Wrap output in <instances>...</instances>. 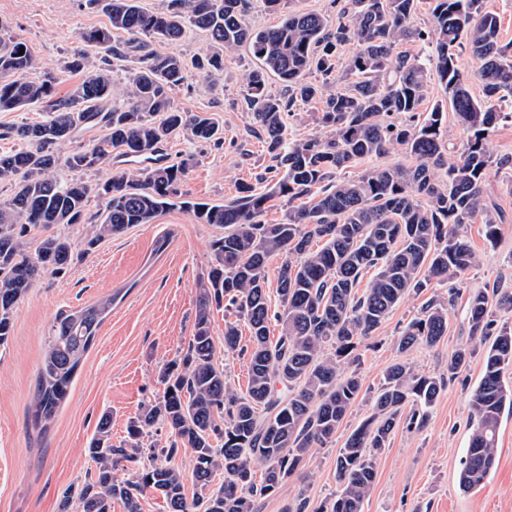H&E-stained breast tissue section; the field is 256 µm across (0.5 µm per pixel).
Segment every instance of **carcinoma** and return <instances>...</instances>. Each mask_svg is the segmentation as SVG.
Returning <instances> with one entry per match:
<instances>
[{
    "instance_id": "cac0c4a2",
    "label": "carcinoma",
    "mask_w": 512,
    "mask_h": 512,
    "mask_svg": "<svg viewBox=\"0 0 512 512\" xmlns=\"http://www.w3.org/2000/svg\"><path fill=\"white\" fill-rule=\"evenodd\" d=\"M108 16L110 27L80 33L104 50L96 61L77 50L65 66L82 74L68 92L58 77L30 74L38 63L27 43L0 39V111L39 107L47 120L23 123L4 135L20 147L0 153V182L14 185L0 202V346L11 336L12 314L41 271L61 270L73 260L71 242L57 235L41 240L36 258L27 254L26 226L80 224L91 192L106 201L101 220L90 226L88 247L137 225L165 209L186 206L201 224L224 229L210 244L212 262L196 298L194 333L187 349L160 373L162 395L112 442V415L99 418L87 448L94 464L77 491L63 492L58 512H112L119 500L126 512H141V499L160 495L168 512H259V502L301 475L311 450L325 445L362 391L349 370L362 341L410 294L434 278L447 280L478 264L467 239L470 219L484 214L486 236L497 234V215L485 203L484 179L494 164L490 137L498 121L512 119V46L500 39V17L483 0H434L430 23L415 24L417 0H349L333 23L315 12L288 10L273 27L256 28L248 0H165L160 10L140 0H87ZM206 33L210 49L192 66L208 85L222 79L224 55L242 47L260 65L246 75L241 106L250 114L275 173L266 191L244 188L229 203L181 200L188 163L156 162L117 171L93 185L53 176L59 156L53 147L72 140L82 126H100L105 136L65 159L73 171L96 169L112 156L149 158L159 144L182 130L200 142H218L222 132L206 118L174 106L184 85L187 62L178 53L147 50L140 37L180 43L186 27ZM116 31L131 39L112 40ZM421 42L423 55L410 57L399 45ZM352 44L342 63L338 55ZM463 51L479 61L482 96L475 98L458 67ZM132 58L122 106L112 104L114 84L107 58ZM271 77L288 97L268 91ZM441 87L467 139L458 157L446 156L447 113L437 102L420 115L432 85ZM318 101L321 133L288 139L292 109ZM398 145L410 163L375 165L356 178L339 172L386 155ZM281 197L298 204L283 222L264 224L268 203ZM285 255L277 279L278 304L267 292V263ZM370 286L358 293L363 275ZM116 296L61 310L50 325L33 398V418L46 426L69 395L74 376L95 343ZM448 300L432 299L411 320L397 342L403 355L417 344L433 346L448 335ZM225 308L244 320L249 344H241L237 322L224 324V350L249 359L246 393L227 386L216 359L210 325ZM469 335L492 340L484 372L470 399L472 434L459 473L460 488L481 485L496 465L498 427L512 385L502 380L512 364V327L489 319V294L468 297ZM282 329L270 339V324ZM473 350L448 359L453 378ZM444 385L401 361L387 370L374 412L347 438L336 458L337 492L313 502L299 488L284 512H363L375 467L405 409L408 426H423ZM157 424L169 428L168 444L144 450L143 439ZM193 454L190 475L173 464L180 450ZM135 463L133 479L117 481L113 470ZM264 471L256 476V466ZM224 474L217 484L215 477ZM195 492L187 496L186 483Z\"/></svg>"
}]
</instances>
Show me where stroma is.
Wrapping results in <instances>:
<instances>
[{
  "mask_svg": "<svg viewBox=\"0 0 512 512\" xmlns=\"http://www.w3.org/2000/svg\"><path fill=\"white\" fill-rule=\"evenodd\" d=\"M0 23L7 34L26 41L41 71L59 74L58 90L65 93L79 80L77 74L63 71L67 57L77 49L92 57L98 52L81 43L80 32L108 27L109 19L86 0H0ZM256 64L243 48L225 56L224 78L216 89L205 88L202 75L192 70L177 90L179 108L210 118L224 130V141L217 146L186 133L163 143L165 161H191L181 186L185 200L228 203L239 198L242 185L265 189L269 157L263 142L251 135L249 114L241 107L244 75ZM491 139L500 162L486 175L484 195L505 217L496 239H487L484 216L476 214L468 230L479 265L454 286L435 282L406 298L361 343V394L330 442L312 450L302 480H290L279 494L264 499L261 512H283L302 485L313 501L331 497L338 488V451L372 414L387 368L403 358L417 370L442 373L452 353L470 344L469 292L512 291V119L499 122ZM104 208V201L93 195L84 223L55 224L48 230L31 226L26 231L32 244L48 231L68 237L74 257L66 269L36 279L14 310L8 345L0 347V512H58L61 494L80 487L91 474L86 448L101 414L111 413L112 438L121 440L128 420L161 395V369L193 334L199 283L220 228L198 223L192 211L177 206L152 223L86 248L88 227ZM163 237L167 247L156 251ZM451 291L456 300L449 308L447 336L437 345L420 344L399 355L396 345L404 326L430 298ZM112 293L118 299L79 367L67 400L48 427L36 426L31 404L48 326L59 310ZM483 361L482 350H475L461 372L447 380L423 428H408L403 421L395 427L377 460L364 512H512V408L500 417L494 470L475 490L465 493L459 488L472 431L469 400L483 375Z\"/></svg>",
  "mask_w": 512,
  "mask_h": 512,
  "instance_id": "1",
  "label": "stroma"
}]
</instances>
